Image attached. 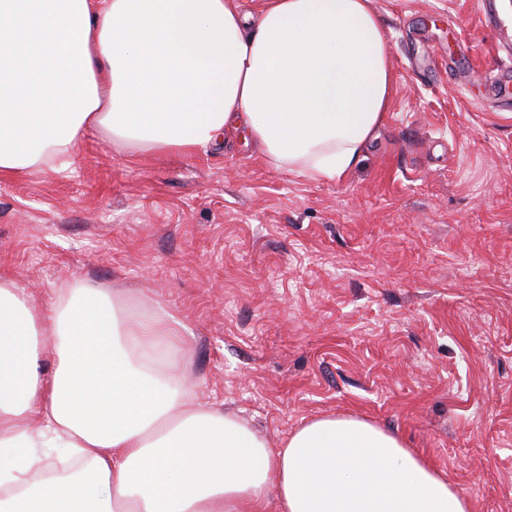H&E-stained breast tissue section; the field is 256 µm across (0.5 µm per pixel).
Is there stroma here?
<instances>
[{"mask_svg": "<svg viewBox=\"0 0 512 512\" xmlns=\"http://www.w3.org/2000/svg\"><path fill=\"white\" fill-rule=\"evenodd\" d=\"M391 100L340 179L314 182L231 136L196 156L117 155L0 177V273L90 279L183 323L199 404L271 446L321 415L367 419L474 512H512V82L482 72L474 0H371Z\"/></svg>", "mask_w": 512, "mask_h": 512, "instance_id": "stroma-1", "label": "stroma"}]
</instances>
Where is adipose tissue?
Instances as JSON below:
<instances>
[{"label": "adipose tissue", "mask_w": 512, "mask_h": 512, "mask_svg": "<svg viewBox=\"0 0 512 512\" xmlns=\"http://www.w3.org/2000/svg\"><path fill=\"white\" fill-rule=\"evenodd\" d=\"M391 78L371 0H0V176L67 169L94 134L198 154L244 132L333 181L377 138ZM32 295L0 276V512H471L367 420L315 417L274 448L194 406L167 313L82 279L46 310Z\"/></svg>", "instance_id": "1"}]
</instances>
